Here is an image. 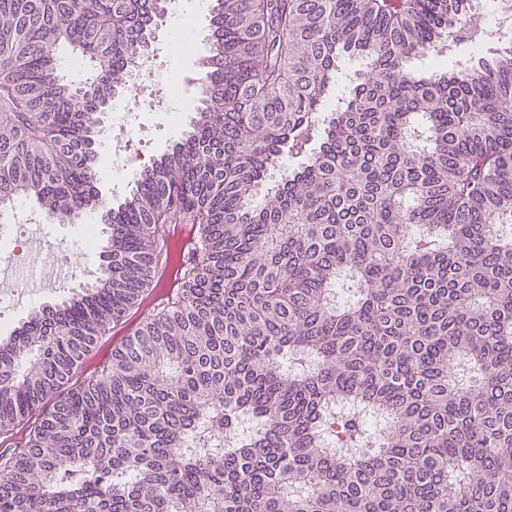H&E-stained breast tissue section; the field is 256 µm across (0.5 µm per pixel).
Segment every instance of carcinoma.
I'll list each match as a JSON object with an SVG mask.
<instances>
[{
    "label": "carcinoma",
    "mask_w": 512,
    "mask_h": 512,
    "mask_svg": "<svg viewBox=\"0 0 512 512\" xmlns=\"http://www.w3.org/2000/svg\"><path fill=\"white\" fill-rule=\"evenodd\" d=\"M164 8L0 0V203L107 229L0 343V512H512V37L458 0H215L196 120L107 206L89 141ZM168 224L184 288L69 386ZM101 250L103 249L97 248L91 250L81 257L84 274L82 278L75 281L70 288H66L65 282H67L69 278H76L80 269L78 270L77 266H73V248H70V244L67 241L57 243L52 253H50L49 259H52V262H54L55 255L58 256V254L64 253L62 260H64L66 266H68L67 280L56 290L51 288H44L43 290L39 288H28L29 292L27 295H23V297L21 296L19 298L18 305L13 306L10 315L3 319L0 318V339H6L10 336L16 327L20 326L24 321H27L31 313L43 307L45 308V306H53L64 299L80 294L85 285L92 282L98 275L100 265L102 264L100 257Z\"/></svg>",
    "instance_id": "1"
}]
</instances>
